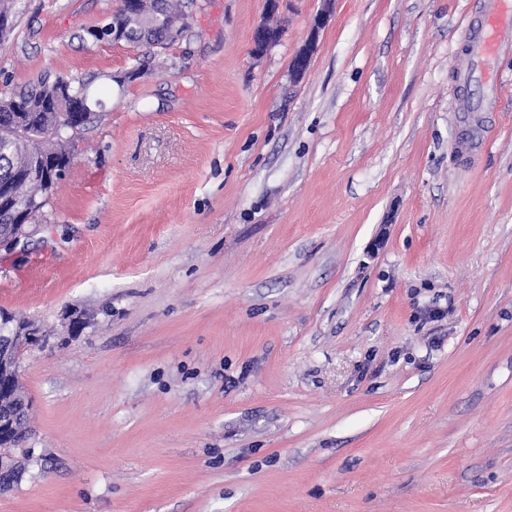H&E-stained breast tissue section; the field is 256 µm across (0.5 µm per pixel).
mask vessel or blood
<instances>
[{
	"instance_id": "obj_1",
	"label": "vessel or blood",
	"mask_w": 512,
	"mask_h": 512,
	"mask_svg": "<svg viewBox=\"0 0 512 512\" xmlns=\"http://www.w3.org/2000/svg\"><path fill=\"white\" fill-rule=\"evenodd\" d=\"M466 37L471 61L469 71L487 85L491 97L485 101L483 109L493 111L492 96L498 91V83L490 68V60L512 47V0H491L484 21L471 27Z\"/></svg>"
}]
</instances>
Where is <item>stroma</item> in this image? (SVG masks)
I'll use <instances>...</instances> for the list:
<instances>
[{
	"instance_id": "obj_1",
	"label": "stroma",
	"mask_w": 512,
	"mask_h": 512,
	"mask_svg": "<svg viewBox=\"0 0 512 512\" xmlns=\"http://www.w3.org/2000/svg\"><path fill=\"white\" fill-rule=\"evenodd\" d=\"M172 69L13 0L0 94L94 76L98 124L0 250L24 478L0 512H512V51L464 112L487 0H198ZM86 325L70 335V312ZM321 2V8L313 19L305 44L292 59L290 71L294 81H299L304 76L317 48L320 32L326 27L333 13L335 0H322Z\"/></svg>"
}]
</instances>
